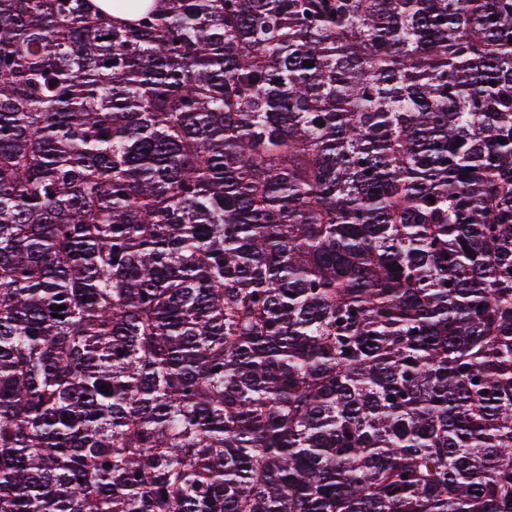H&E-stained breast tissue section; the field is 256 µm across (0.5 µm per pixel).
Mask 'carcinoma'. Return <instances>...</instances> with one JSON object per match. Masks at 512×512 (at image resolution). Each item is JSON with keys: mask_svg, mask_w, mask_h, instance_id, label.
<instances>
[{"mask_svg": "<svg viewBox=\"0 0 512 512\" xmlns=\"http://www.w3.org/2000/svg\"><path fill=\"white\" fill-rule=\"evenodd\" d=\"M163 2L0 0V512H512V0Z\"/></svg>", "mask_w": 512, "mask_h": 512, "instance_id": "obj_1", "label": "carcinoma"}]
</instances>
